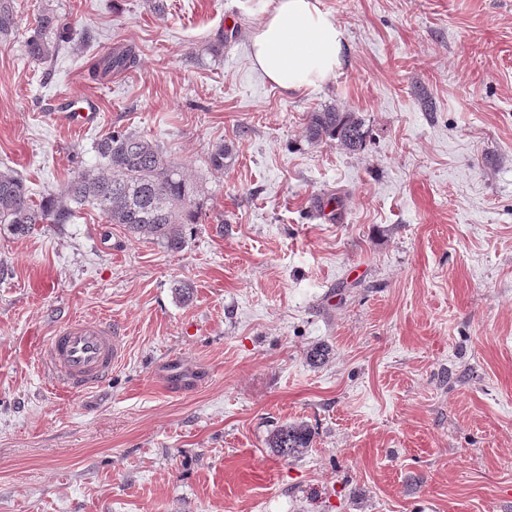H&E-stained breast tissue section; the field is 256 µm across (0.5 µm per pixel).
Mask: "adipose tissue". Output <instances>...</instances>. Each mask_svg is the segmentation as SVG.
I'll list each match as a JSON object with an SVG mask.
<instances>
[{"label":"adipose tissue","mask_w":512,"mask_h":512,"mask_svg":"<svg viewBox=\"0 0 512 512\" xmlns=\"http://www.w3.org/2000/svg\"><path fill=\"white\" fill-rule=\"evenodd\" d=\"M343 59V33L320 0H275L250 39L251 66L288 93L320 85Z\"/></svg>","instance_id":"1"}]
</instances>
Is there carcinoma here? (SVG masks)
Returning <instances> with one entry per match:
<instances>
[{"instance_id":"cac0c4a2","label":"carcinoma","mask_w":512,"mask_h":512,"mask_svg":"<svg viewBox=\"0 0 512 512\" xmlns=\"http://www.w3.org/2000/svg\"><path fill=\"white\" fill-rule=\"evenodd\" d=\"M19 19L13 0H0V40L10 37ZM73 36L51 14L42 15L27 41L28 54L35 60L53 56L57 42ZM133 48H117L95 61L90 70L101 81L133 67ZM305 136L311 142L330 140L350 152L365 149L367 131L355 112L327 107L306 116ZM105 160L98 172L78 171L68 179L60 195L35 201L25 181L11 171L0 172V228L15 236L33 234L43 224H67L76 209L91 206L106 223L122 225L137 239L152 240L179 252L185 246L182 225L199 218V189L183 167L166 159L159 145L138 132H111L96 145ZM230 157L227 147L218 145L208 152V163L219 171ZM313 434L303 421L278 426L267 440L268 448L283 459L305 455Z\"/></svg>"}]
</instances>
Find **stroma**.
<instances>
[{"label":"stroma","instance_id":"35a3bbf8","mask_svg":"<svg viewBox=\"0 0 512 512\" xmlns=\"http://www.w3.org/2000/svg\"><path fill=\"white\" fill-rule=\"evenodd\" d=\"M273 2L14 0L0 171L56 195L136 131L202 210L178 252L89 207L0 234V512H512V0H321L344 61L299 95L249 63ZM44 13L76 29L45 62L26 51ZM125 45L136 66L91 81ZM87 94L95 126L54 121ZM329 106L363 119L364 151L307 140ZM78 318L126 355L69 392L39 351ZM289 421L315 433L296 460L267 446Z\"/></svg>","mask_w":512,"mask_h":512}]
</instances>
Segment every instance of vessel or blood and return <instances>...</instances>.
<instances>
[{
	"instance_id": "vessel-or-blood-1",
	"label": "vessel or blood",
	"mask_w": 512,
	"mask_h": 512,
	"mask_svg": "<svg viewBox=\"0 0 512 512\" xmlns=\"http://www.w3.org/2000/svg\"><path fill=\"white\" fill-rule=\"evenodd\" d=\"M60 122L83 129L94 125L99 114L93 99H86L83 111L67 108L59 112ZM42 365L67 390L92 388L117 368L125 358V342L110 324L92 319L66 322L50 336L41 351Z\"/></svg>"
}]
</instances>
